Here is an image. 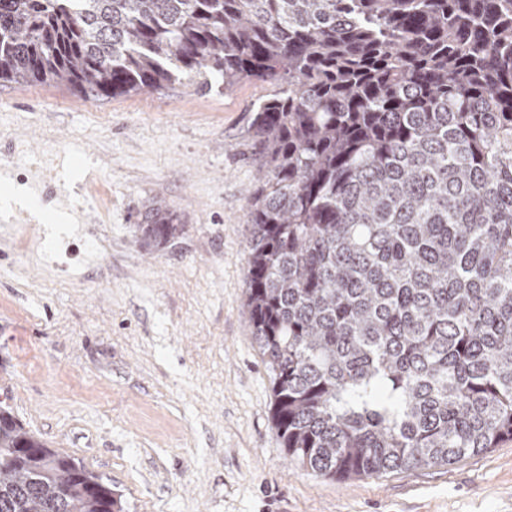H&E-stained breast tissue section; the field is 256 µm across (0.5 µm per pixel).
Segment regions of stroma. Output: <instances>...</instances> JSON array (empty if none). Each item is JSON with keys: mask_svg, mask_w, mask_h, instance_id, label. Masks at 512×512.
Segmentation results:
<instances>
[{"mask_svg": "<svg viewBox=\"0 0 512 512\" xmlns=\"http://www.w3.org/2000/svg\"><path fill=\"white\" fill-rule=\"evenodd\" d=\"M274 90L183 79L92 103L0 83V400L125 512H512V441L380 477L286 455L246 306L249 129ZM157 206L183 232L147 248Z\"/></svg>", "mask_w": 512, "mask_h": 512, "instance_id": "obj_1", "label": "stroma"}]
</instances>
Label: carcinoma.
<instances>
[{"mask_svg":"<svg viewBox=\"0 0 512 512\" xmlns=\"http://www.w3.org/2000/svg\"><path fill=\"white\" fill-rule=\"evenodd\" d=\"M185 72L278 86L246 304L288 457L350 478L512 441V0H0L1 82L99 101ZM0 512L124 506L3 404Z\"/></svg>","mask_w":512,"mask_h":512,"instance_id":"1","label":"carcinoma"}]
</instances>
